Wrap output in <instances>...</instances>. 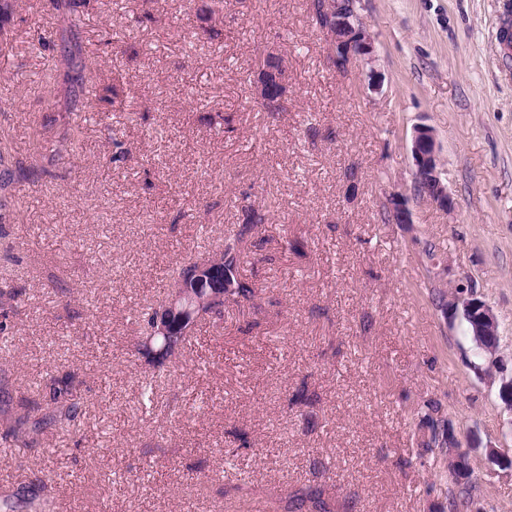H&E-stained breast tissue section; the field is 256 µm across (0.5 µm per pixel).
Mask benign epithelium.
Returning a JSON list of instances; mask_svg holds the SVG:
<instances>
[{"label": "benign epithelium", "mask_w": 512, "mask_h": 512, "mask_svg": "<svg viewBox=\"0 0 512 512\" xmlns=\"http://www.w3.org/2000/svg\"><path fill=\"white\" fill-rule=\"evenodd\" d=\"M320 13L324 19L323 31L333 46V65L336 69H348L372 57L373 41L365 24L357 13L356 0H322ZM285 85V78L268 68L261 69L260 95L273 90L274 85ZM411 157L415 167L416 181L427 189V198L440 208L448 210L452 201L439 174V157L433 131L426 125H417L411 138ZM389 212L398 224L412 223V213L406 195L396 192L388 198ZM214 272L209 267L201 269L193 286H185L174 294L166 306L155 313L154 333L145 343L151 354L156 356L162 349L154 347L158 337L167 335L171 327L187 317L196 316L199 307L192 290H206L213 280ZM450 312L466 310L472 315V331L475 336H495L498 333V319L491 307L477 296L475 288L457 286L448 293Z\"/></svg>", "instance_id": "benign-epithelium-1"}]
</instances>
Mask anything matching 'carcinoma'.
<instances>
[{
  "mask_svg": "<svg viewBox=\"0 0 512 512\" xmlns=\"http://www.w3.org/2000/svg\"><path fill=\"white\" fill-rule=\"evenodd\" d=\"M54 9L64 11L65 18L74 26L81 21V16L89 6L90 0H50ZM265 221V216L250 206L244 208V223L239 225L238 232L224 239L223 248L201 260L189 261L180 267L177 278L171 287L176 291L187 284L195 275L198 266L219 264L224 271V279L233 283V287L215 289V295L207 300L201 309L203 314L189 319L177 326L169 335L155 342V347L164 348L163 353L150 359L152 368L158 372L164 371L167 364L179 358L196 328L208 319H222L227 307L256 309L259 291L253 284L240 278L239 268L244 262V243L246 237L254 234ZM83 408L82 395L76 388L71 376L52 377L46 385L44 404L31 405L24 401L15 407L7 408L9 413L6 436L13 439L16 448H30L40 443V436L46 427L67 430L75 425ZM422 422L430 429V437L421 441V447H438L445 450L453 443V434L448 430V424L435 423L429 414L422 416ZM38 486L24 485L14 490L0 492V512H58L54 496L45 491L41 478H35ZM456 490L448 495V512H461L469 506L473 484L471 473L459 470L453 477ZM288 508L293 512H303L311 509L313 512H331L325 493L318 487H310L302 494L288 498Z\"/></svg>",
  "mask_w": 512,
  "mask_h": 512,
  "instance_id": "carcinoma-1",
  "label": "carcinoma"
}]
</instances>
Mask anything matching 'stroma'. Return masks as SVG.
Listing matches in <instances>:
<instances>
[{
    "instance_id": "obj_1",
    "label": "stroma",
    "mask_w": 512,
    "mask_h": 512,
    "mask_svg": "<svg viewBox=\"0 0 512 512\" xmlns=\"http://www.w3.org/2000/svg\"><path fill=\"white\" fill-rule=\"evenodd\" d=\"M8 2L0 290L18 299L0 382L37 399L69 374L85 407L72 434L0 458V490L42 475L60 512H278L318 485L334 512H447L445 459L417 447L432 402L474 507L512 512V467L489 457H512V0H358L375 52L345 71L311 0H90L67 66L49 0ZM269 53L287 68L277 112L258 94ZM115 83L127 99L109 110ZM417 125L450 210L415 191ZM396 191L412 223L388 217ZM249 204L266 221L241 274L261 308L225 311L154 376L140 312ZM458 284L498 318L492 375L435 298Z\"/></svg>"
}]
</instances>
